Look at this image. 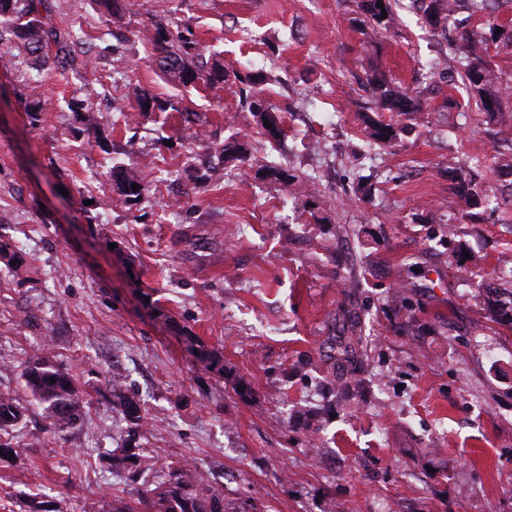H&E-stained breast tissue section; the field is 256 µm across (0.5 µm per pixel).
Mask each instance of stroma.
<instances>
[{
  "mask_svg": "<svg viewBox=\"0 0 512 512\" xmlns=\"http://www.w3.org/2000/svg\"><path fill=\"white\" fill-rule=\"evenodd\" d=\"M406 2L376 36L359 0H127L113 31L91 0H53L79 39L73 70L36 81L34 57L0 47V235L26 245L19 268L0 262V393L29 403L20 365L47 347L90 400L60 436L29 416L41 442L0 460V512L134 495L116 371L147 413L152 482L188 461L243 512H512V330L474 298L512 268V169L497 165L512 158V47L489 48L490 119L463 82L427 74L445 38ZM159 20L217 54L220 92L156 66L141 33ZM259 68L277 78V150L240 103ZM375 68L431 91L419 116L381 113L404 131L367 151ZM136 87L164 111L140 112ZM228 141L246 161L222 159ZM131 163L152 177L137 198L110 177ZM458 168L493 196L472 219L451 202ZM352 331L364 355L341 401L329 354Z\"/></svg>",
  "mask_w": 512,
  "mask_h": 512,
  "instance_id": "1",
  "label": "stroma"
}]
</instances>
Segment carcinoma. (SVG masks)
<instances>
[{
  "mask_svg": "<svg viewBox=\"0 0 512 512\" xmlns=\"http://www.w3.org/2000/svg\"><path fill=\"white\" fill-rule=\"evenodd\" d=\"M105 9L106 22L115 25L125 18L122 0H97ZM383 3L384 8L377 7ZM455 0H410V6L420 4L423 17L428 25L435 30H443L448 26V19L454 13ZM361 9L369 15L372 29L375 31L389 30L395 23V14L391 0H361ZM387 17H382V12ZM52 8L49 0H0V45L9 46L13 42L28 53L35 54L53 45L56 48V67L64 70L72 61L71 34L58 30L51 22ZM147 40L161 55L156 59L159 69L172 77L173 81L183 87H195L202 84L208 88H218L224 84L226 72L218 62L210 65L194 60L197 42L191 30L174 33L169 26L155 24L146 29ZM501 41L505 46H512V30L500 34L490 28V35L478 30L465 32L461 42L447 40L446 50L450 55H464L467 64L461 74L462 81L471 91L480 111L493 116L502 111L501 96L496 89L492 70L486 60L488 40ZM376 108L381 111L399 114H414L423 111L422 96L424 88H401L394 86L389 75L380 69L373 71L369 78ZM139 110L142 112L163 111L165 107L148 92L136 90ZM244 105L259 124L269 122L272 130L265 135L272 142H277L283 135L282 118L277 114L271 116L266 111L274 110L262 93L255 92L245 96ZM367 138L381 143L394 141L398 137L399 128L391 123L374 119L365 121ZM111 177L119 193L125 197H139L147 190L148 175L134 168L118 167L111 170ZM456 199L467 208L475 209L483 204V194L467 178L464 171L454 172ZM140 185L133 190L132 185ZM0 260L6 265L16 267L23 263V252L20 246L10 240L0 238ZM488 298L484 299L492 321L512 325V294L502 297L496 288L482 289ZM361 338L347 336L336 344V362L342 371L336 376L332 385V393L336 397L346 399L352 390V377L356 374L355 363L359 355ZM20 377L32 400L40 410L44 430L54 434L66 433L81 425L84 409L89 401L85 400L70 373L56 364L50 353L42 350L30 356L21 365ZM112 392L120 397L118 413L127 424V438L121 448L123 459L129 463L127 480L135 483L151 469L149 459L135 452L132 442L139 431L147 426L144 411H134V400L121 397L124 392V380L121 376L112 378ZM28 408L22 406L10 395L0 394V457L9 455L19 447L14 442L13 432L25 425ZM106 512H241L226 500L220 487L204 485L199 480L194 467L183 462L172 468L169 478L154 487H145L136 492V504L121 499L112 501L111 508Z\"/></svg>",
  "mask_w": 512,
  "mask_h": 512,
  "instance_id": "cac0c4a2",
  "label": "carcinoma"
}]
</instances>
